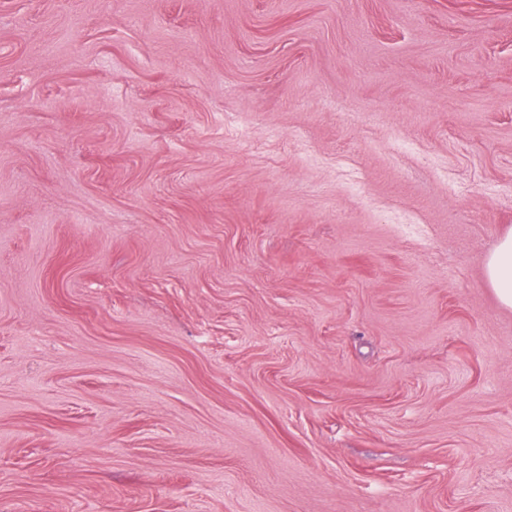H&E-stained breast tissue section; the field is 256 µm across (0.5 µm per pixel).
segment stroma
I'll use <instances>...</instances> for the list:
<instances>
[{
  "label": "stroma",
  "instance_id": "obj_1",
  "mask_svg": "<svg viewBox=\"0 0 512 512\" xmlns=\"http://www.w3.org/2000/svg\"><path fill=\"white\" fill-rule=\"evenodd\" d=\"M512 0H0V512H512ZM485 274L500 303L512 308V230L487 256Z\"/></svg>",
  "mask_w": 512,
  "mask_h": 512
}]
</instances>
